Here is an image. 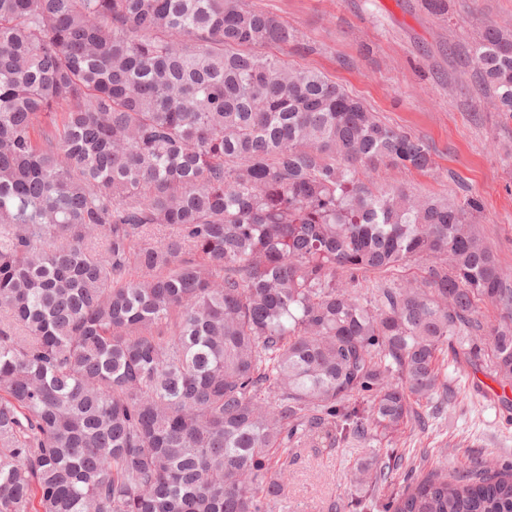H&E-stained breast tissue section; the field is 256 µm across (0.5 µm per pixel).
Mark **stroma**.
<instances>
[{
  "label": "stroma",
  "mask_w": 512,
  "mask_h": 512,
  "mask_svg": "<svg viewBox=\"0 0 512 512\" xmlns=\"http://www.w3.org/2000/svg\"><path fill=\"white\" fill-rule=\"evenodd\" d=\"M285 20L318 51H282L296 67H310L343 85L381 118L426 141L434 166L404 173L381 166L376 189L405 187L462 200L480 196L478 229L499 262L512 268V118L490 104L469 54L479 27L489 21L512 27V0H453L444 16L423 0H251ZM442 375L453 398L428 427H407L388 449L406 468L423 474L451 468L467 454H494L512 462V421L471 388L469 372L452 353ZM362 454L356 445L288 450V482L278 512H355L358 500L385 503L404 486V471L375 487L354 486L351 471Z\"/></svg>",
  "instance_id": "stroma-1"
}]
</instances>
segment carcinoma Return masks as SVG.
I'll use <instances>...</instances> for the list:
<instances>
[{
	"label": "carcinoma",
	"mask_w": 512,
	"mask_h": 512,
	"mask_svg": "<svg viewBox=\"0 0 512 512\" xmlns=\"http://www.w3.org/2000/svg\"><path fill=\"white\" fill-rule=\"evenodd\" d=\"M288 46L248 0H0V512H274L291 445L392 478L444 349L512 385L482 198L372 190L430 146ZM470 53L512 118V31ZM383 512H512V465Z\"/></svg>",
	"instance_id": "carcinoma-1"
}]
</instances>
